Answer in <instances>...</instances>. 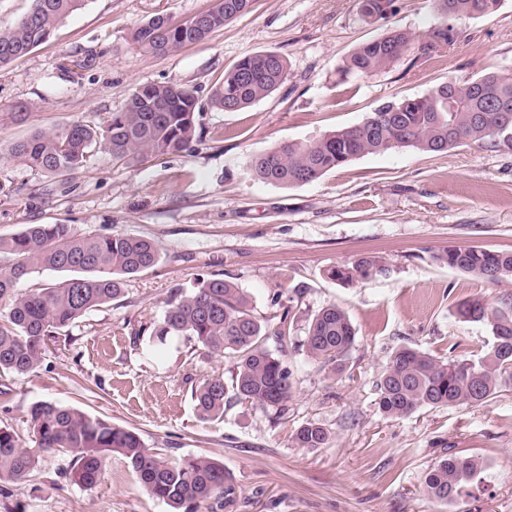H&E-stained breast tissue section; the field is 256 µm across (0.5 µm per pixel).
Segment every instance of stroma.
<instances>
[{"label":"stroma","mask_w":512,"mask_h":512,"mask_svg":"<svg viewBox=\"0 0 512 512\" xmlns=\"http://www.w3.org/2000/svg\"><path fill=\"white\" fill-rule=\"evenodd\" d=\"M212 0H85L47 42L0 68V236L26 224H69L81 234L153 241L157 266L127 276L124 293L90 312L25 375L0 373V427L29 437L26 409L51 399L137 431L168 457L223 462L235 493L223 512H512V388L472 406L382 414L375 385L391 354L409 347L441 359L474 357L491 340L458 318V303L512 300V278L488 283L439 262L454 246L512 250V145L453 147L445 153L395 149L370 154L294 187L262 182L246 163L276 144L305 142L361 122L384 102L422 95L482 70L512 68V0L493 14L453 21L454 42L434 46L432 0H394L386 18L363 19L359 0H255L252 9L204 42L166 55L139 48L135 28L157 14L180 20ZM399 28L410 49L387 69L341 81L359 44ZM274 51L284 83L240 112L207 105L242 57ZM195 89L203 139L190 149L135 164L93 149L81 170L55 178L8 160L13 143L74 118L100 124L138 86ZM29 105L16 120L14 105ZM375 256L387 271L341 285L331 268ZM214 275L234 282L268 328L279 322L271 298L303 288L291 338L273 333L293 373L284 417L241 404L220 422L196 416L191 392L233 360L206 355L171 336L145 352L176 289ZM345 309L356 342L343 371L299 348L309 315ZM313 421L324 447H297ZM456 453L477 458L482 480L443 505L425 488L429 466ZM70 458H42L21 483H7L0 512H171L112 455L91 488L65 482Z\"/></svg>","instance_id":"stroma-1"}]
</instances>
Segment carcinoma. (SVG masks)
<instances>
[{
	"mask_svg": "<svg viewBox=\"0 0 512 512\" xmlns=\"http://www.w3.org/2000/svg\"><path fill=\"white\" fill-rule=\"evenodd\" d=\"M254 0H215L203 11L206 28L195 25L166 28L157 14L136 28L134 41L156 55L204 41L213 31L251 9ZM392 0H359L361 15L386 17ZM83 0H32L30 11L11 30L0 34V67L46 42L56 26ZM501 0H434L438 24L434 40L452 41L448 21L480 18L494 13ZM411 38L393 29L358 45L344 61L340 76H368L400 59ZM287 76L285 59L276 52H258L240 59L224 74L210 97L211 107L224 112L246 109L264 99ZM196 90L148 84L137 88L121 112L91 125L73 119L48 131H35L10 148L9 158L47 178L84 167L91 149L100 146L112 158L139 163L189 148L199 135ZM512 144V70L493 69L471 78L439 84L427 93L388 101L361 123L308 142L278 145L247 162L255 178L282 186L313 183L354 158L413 148L444 152L460 144ZM449 267L494 283L512 276V251L478 246L453 247L438 256ZM159 253L146 238L123 234L80 235L69 224H27L0 237V372L23 375L40 363L50 345L77 320L123 292L124 278L155 268ZM71 272L73 276L49 287L24 289L33 273ZM384 271L378 260L363 257L353 266L335 267L330 279L348 285ZM458 315L485 326L491 342L477 358L447 361L413 348L395 351L376 384L378 409L391 418H404L424 408L480 404L512 388V304H489L481 298L459 303ZM268 331L253 313L251 298L237 285L216 275L197 281L188 292L173 293L166 302L155 336H186L208 355L235 359L229 380L212 376L192 393L194 410L203 421L224 419L231 403H247L274 412H287L292 373L283 355L266 347ZM355 342V329L346 311L327 304L312 313L299 347L306 356L342 370ZM32 445L16 432L0 428V483L18 482L43 456L72 455L62 473L70 483L91 488L103 475L112 454L121 455L138 482L173 512H218L233 491L224 464L206 456L165 458L145 446L134 430L112 424L55 400H38L26 410ZM329 440L316 422L301 425L294 441L299 448H322ZM481 472L478 460L457 454L440 458L427 472V493L442 504L462 498L466 486Z\"/></svg>",
	"mask_w": 512,
	"mask_h": 512,
	"instance_id": "obj_1",
	"label": "carcinoma"
}]
</instances>
